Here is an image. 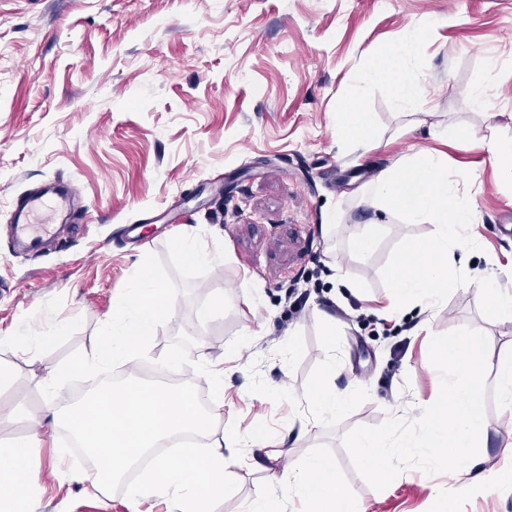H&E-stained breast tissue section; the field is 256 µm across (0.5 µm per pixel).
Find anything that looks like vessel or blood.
<instances>
[{
	"label": "vessel or blood",
	"instance_id": "vessel-or-blood-1",
	"mask_svg": "<svg viewBox=\"0 0 512 512\" xmlns=\"http://www.w3.org/2000/svg\"><path fill=\"white\" fill-rule=\"evenodd\" d=\"M77 193L75 184L51 182L41 188L18 196L11 203V221L6 226L7 234L24 250L41 251L55 235L56 227L40 223V215L48 208L67 209Z\"/></svg>",
	"mask_w": 512,
	"mask_h": 512
}]
</instances>
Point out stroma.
<instances>
[{"label":"stroma","mask_w":512,"mask_h":512,"mask_svg":"<svg viewBox=\"0 0 512 512\" xmlns=\"http://www.w3.org/2000/svg\"><path fill=\"white\" fill-rule=\"evenodd\" d=\"M420 34L409 63L427 123L402 114L387 86L362 72L383 46ZM484 91L488 104L471 100ZM362 97L377 147L336 133V114ZM512 138V0H0V336L36 338L64 325L55 344L25 355L0 346L12 370L0 403L39 412L49 367L74 350L93 354L129 277L146 254L199 234L227 257L188 284L149 356L182 333L192 359L224 367L223 427H261L285 443L286 464L326 454L355 512H512V404L488 373L486 423L467 474L411 468L383 490L352 469L343 435L432 404L441 377L433 336L482 331L493 361L512 359V317L488 319L476 285L445 301L381 315V275L395 244L434 232L370 207L371 181L421 148L466 171L472 201L471 275L512 291V184L471 149L468 132ZM57 179L82 192L83 212L40 253L16 248L1 227L15 197ZM342 221L326 227V216ZM385 224L368 253L360 226ZM208 327L198 308L216 296ZM336 321L328 346L324 320ZM351 403L317 421L305 398L329 357ZM28 466L33 512H129L124 487L91 494L62 456V428ZM236 478L215 512H241L268 489L273 464L237 444Z\"/></svg>","instance_id":"1"}]
</instances>
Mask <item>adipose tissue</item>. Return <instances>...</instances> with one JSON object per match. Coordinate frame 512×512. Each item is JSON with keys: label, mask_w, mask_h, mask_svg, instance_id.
Masks as SVG:
<instances>
[{"label": "adipose tissue", "mask_w": 512, "mask_h": 512, "mask_svg": "<svg viewBox=\"0 0 512 512\" xmlns=\"http://www.w3.org/2000/svg\"><path fill=\"white\" fill-rule=\"evenodd\" d=\"M421 39L413 35L386 46L366 67L362 79L390 87L396 103L412 108L416 84L408 64L416 57ZM340 135L362 148L372 147L375 116L357 98H350L336 114ZM339 363H329L308 398L322 418L335 416L346 406L350 393L337 391L334 379ZM224 415V400H211L207 408L195 406L189 394L163 384H126L73 406L65 415L66 426L83 438L98 463L94 491L103 492L121 480L149 449L176 433L190 431L201 437L202 447L182 448L177 461L158 458L141 481L129 487L127 496L136 502L146 497L169 500L170 512H213L224 497V487L233 478L224 455L226 435L216 422ZM39 442L31 432L10 442H0V512H31L30 480L19 479L26 470L32 448ZM294 495L307 512H353L351 503L336 482L335 463L324 455L310 457L302 468L274 473L270 492L252 499L246 512H274L276 494Z\"/></svg>", "instance_id": "adipose-tissue-1"}]
</instances>
